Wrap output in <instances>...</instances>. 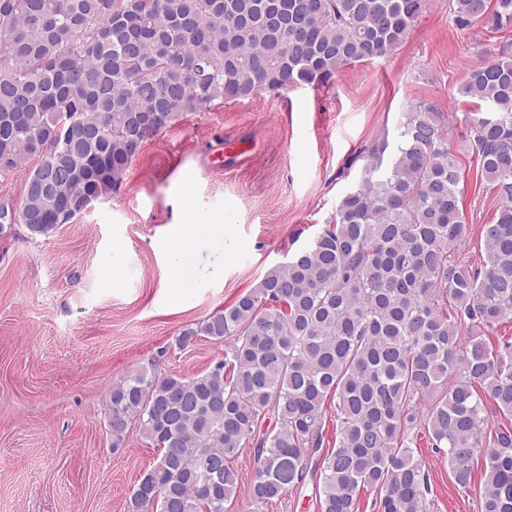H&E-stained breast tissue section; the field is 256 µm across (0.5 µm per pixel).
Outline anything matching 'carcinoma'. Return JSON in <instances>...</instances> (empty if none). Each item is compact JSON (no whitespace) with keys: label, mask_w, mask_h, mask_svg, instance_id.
Segmentation results:
<instances>
[{"label":"carcinoma","mask_w":512,"mask_h":512,"mask_svg":"<svg viewBox=\"0 0 512 512\" xmlns=\"http://www.w3.org/2000/svg\"><path fill=\"white\" fill-rule=\"evenodd\" d=\"M431 0H0V176L31 159L19 221L48 235L109 195L141 146L217 101L329 83L393 54ZM457 26L512 28V0H448ZM461 92L472 152L498 207L468 240L444 113H401L312 244L234 303L184 328L233 339L231 358L182 378L137 366L112 386L111 434L133 424L162 455L132 512H228L232 463L253 449L255 500L320 469L317 512H427L420 442L447 449L456 485L481 464L480 512H512V431L487 439L486 405L512 415V344L482 330L512 317V52ZM336 412L327 436L328 408Z\"/></svg>","instance_id":"cac0c4a2"}]
</instances>
